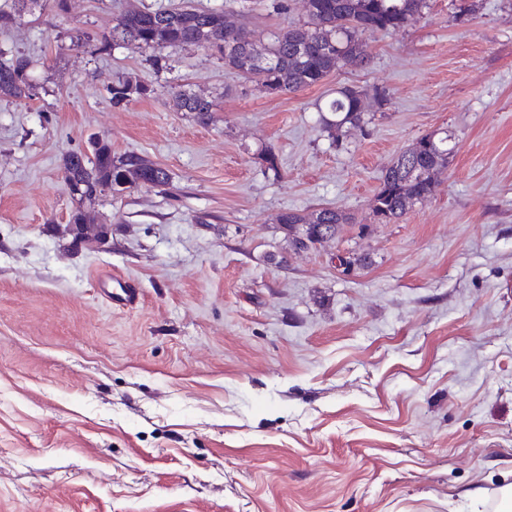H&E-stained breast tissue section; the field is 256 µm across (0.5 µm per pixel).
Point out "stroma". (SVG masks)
Returning a JSON list of instances; mask_svg holds the SVG:
<instances>
[{
  "mask_svg": "<svg viewBox=\"0 0 512 512\" xmlns=\"http://www.w3.org/2000/svg\"><path fill=\"white\" fill-rule=\"evenodd\" d=\"M186 0H67L0 30L33 61L0 98V512H495L512 484V0H451L366 36L370 61L269 95L207 49L92 47L113 16ZM250 29L304 0H187ZM85 45L72 46L73 35ZM142 94L113 104L117 82ZM188 86L203 124L177 110ZM363 90L368 124L319 113ZM447 133L448 170L394 224L384 166ZM167 169L169 188L104 193L109 235L65 233L62 160L92 138ZM278 171L268 170L265 147ZM351 216L288 249L280 213ZM364 257L344 274L337 252ZM112 272L132 309L94 286ZM173 101L178 110L193 112L202 123H207L211 119L212 112L215 111V104L212 100L183 87L174 92ZM97 283L101 288H107L106 292L112 297V304L132 306L138 302L139 291L128 279H124L116 274H112V277L107 278L98 275Z\"/></svg>",
  "mask_w": 512,
  "mask_h": 512,
  "instance_id": "obj_1",
  "label": "stroma"
}]
</instances>
